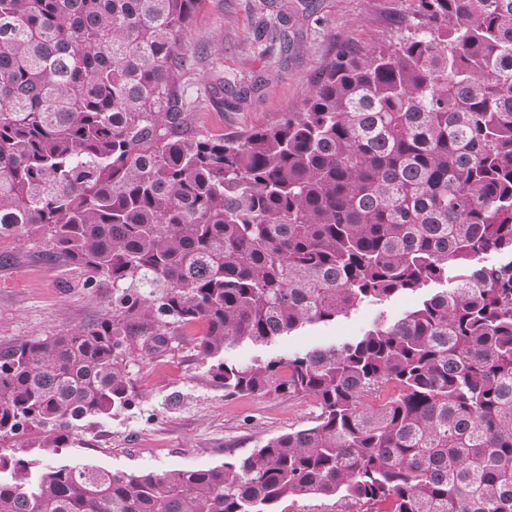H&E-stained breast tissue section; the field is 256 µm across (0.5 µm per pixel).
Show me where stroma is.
I'll return each mask as SVG.
<instances>
[{
    "label": "stroma",
    "mask_w": 512,
    "mask_h": 512,
    "mask_svg": "<svg viewBox=\"0 0 512 512\" xmlns=\"http://www.w3.org/2000/svg\"><path fill=\"white\" fill-rule=\"evenodd\" d=\"M289 0H201L187 42L195 68L180 80L189 103L186 130L221 136L275 123L301 111L323 66L344 43L363 48L389 38L413 17L414 0H313L315 17L298 18L296 51L281 52L263 36ZM79 271L49 259L28 240L0 242V344L50 336L98 320L112 302L110 288H89ZM422 299L400 294L364 302L336 321L306 326L269 344L242 343L224 353L248 365L338 345L377 325L396 322ZM199 332L186 330L171 351L136 360L132 404L109 416L74 423L59 448H40L24 430L5 454L32 470L92 464L114 473L207 469L244 456L272 436L313 421L312 400L265 396L228 398L198 352Z\"/></svg>",
    "instance_id": "35a3bbf8"
}]
</instances>
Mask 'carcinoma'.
<instances>
[{"mask_svg":"<svg viewBox=\"0 0 512 512\" xmlns=\"http://www.w3.org/2000/svg\"><path fill=\"white\" fill-rule=\"evenodd\" d=\"M416 2L389 43L340 46L302 111L213 137L184 134L178 93L199 0H0V240L112 284L99 320L0 344V445L129 406L130 364L194 324L225 393L319 409L208 469L18 459L0 512H512V0ZM450 266L390 325L224 360ZM356 508L338 499L302 498L283 502L278 511L283 512H354ZM345 510V511H344Z\"/></svg>","mask_w":512,"mask_h":512,"instance_id":"1","label":"carcinoma"}]
</instances>
